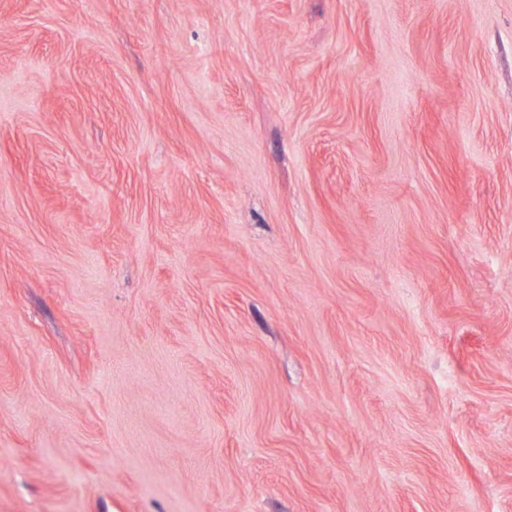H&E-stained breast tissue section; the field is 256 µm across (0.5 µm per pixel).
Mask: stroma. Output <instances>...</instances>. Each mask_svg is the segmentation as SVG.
<instances>
[{
    "label": "stroma",
    "instance_id": "stroma-1",
    "mask_svg": "<svg viewBox=\"0 0 512 512\" xmlns=\"http://www.w3.org/2000/svg\"><path fill=\"white\" fill-rule=\"evenodd\" d=\"M0 512H512V0H0Z\"/></svg>",
    "mask_w": 512,
    "mask_h": 512
}]
</instances>
